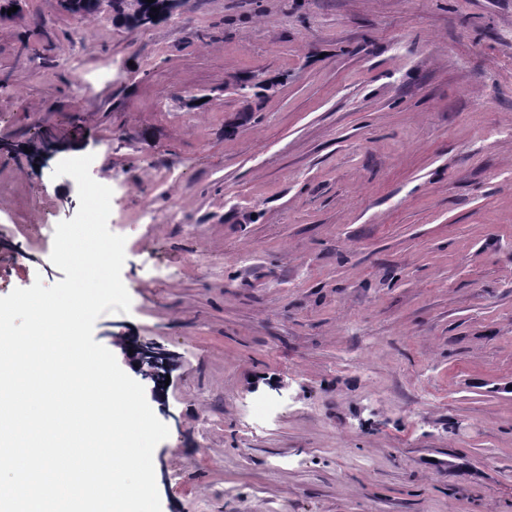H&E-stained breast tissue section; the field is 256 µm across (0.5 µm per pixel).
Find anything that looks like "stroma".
<instances>
[{
    "label": "stroma",
    "mask_w": 512,
    "mask_h": 512,
    "mask_svg": "<svg viewBox=\"0 0 512 512\" xmlns=\"http://www.w3.org/2000/svg\"><path fill=\"white\" fill-rule=\"evenodd\" d=\"M86 154L131 297L94 339L134 379L120 340L171 355L141 379L161 512H512V0H182L138 27L25 0L0 296L64 279L53 171Z\"/></svg>",
    "instance_id": "obj_1"
}]
</instances>
